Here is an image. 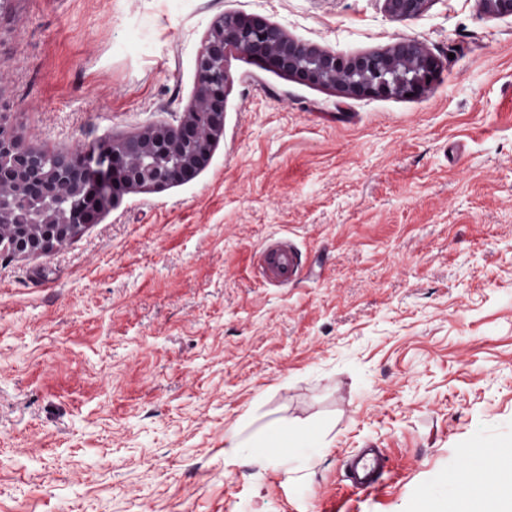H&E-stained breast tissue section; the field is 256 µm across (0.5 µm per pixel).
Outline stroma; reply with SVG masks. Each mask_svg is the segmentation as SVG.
<instances>
[{"label": "stroma", "mask_w": 512, "mask_h": 512, "mask_svg": "<svg viewBox=\"0 0 512 512\" xmlns=\"http://www.w3.org/2000/svg\"><path fill=\"white\" fill-rule=\"evenodd\" d=\"M340 57L423 39L415 97L346 96L225 59L191 179L121 191L65 246L0 247V512H452L512 446V17L431 0H0V100L71 151L177 124L214 20ZM288 240L283 288L256 269ZM271 422L308 448L246 450ZM376 448L362 493L346 464ZM429 0H384L385 11L399 21L419 17L425 11ZM256 265L261 278L277 287L294 281L302 268L301 256L288 240L264 245L258 252Z\"/></svg>", "instance_id": "obj_1"}]
</instances>
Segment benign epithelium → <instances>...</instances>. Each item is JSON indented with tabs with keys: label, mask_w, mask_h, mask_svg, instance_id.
I'll return each mask as SVG.
<instances>
[{
	"label": "benign epithelium",
	"mask_w": 512,
	"mask_h": 512,
	"mask_svg": "<svg viewBox=\"0 0 512 512\" xmlns=\"http://www.w3.org/2000/svg\"><path fill=\"white\" fill-rule=\"evenodd\" d=\"M429 0H384L385 11L399 21L419 17ZM483 13L512 16V0H478ZM231 48L277 68L288 76L337 87L352 96L421 94L441 64L416 38L395 42L387 50L342 59L288 37L281 28L258 18L220 16L197 57L198 86L177 128L154 126L134 140L103 143L75 154H56L54 190L44 207L15 226L4 220L5 205L32 186L30 167L6 161L34 157L22 145L0 107V239L16 254L34 255L61 246L112 203L115 194L133 187L162 188L190 177L210 160L213 141L224 129V92L230 76L224 58Z\"/></svg>",
	"instance_id": "1"
}]
</instances>
